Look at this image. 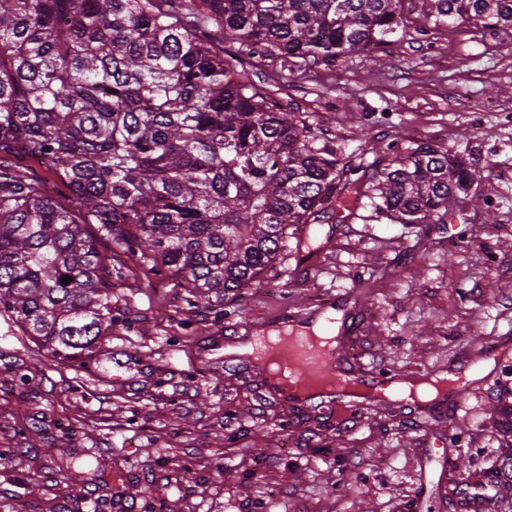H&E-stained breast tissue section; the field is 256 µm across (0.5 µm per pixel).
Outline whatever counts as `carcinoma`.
Segmentation results:
<instances>
[{
	"instance_id": "obj_1",
	"label": "carcinoma",
	"mask_w": 512,
	"mask_h": 512,
	"mask_svg": "<svg viewBox=\"0 0 512 512\" xmlns=\"http://www.w3.org/2000/svg\"><path fill=\"white\" fill-rule=\"evenodd\" d=\"M399 0H0V314L77 371L126 323L98 248L119 242L188 306L224 314V296L260 280L307 225L343 221L352 194L399 224H444L476 165L433 143L380 147L361 166L316 146L293 103L248 68L312 69L390 43ZM434 25L512 41V0H422ZM21 150L68 191L8 159ZM97 233L87 232L86 225ZM69 276L68 284L62 278ZM492 507L512 498V439Z\"/></svg>"
}]
</instances>
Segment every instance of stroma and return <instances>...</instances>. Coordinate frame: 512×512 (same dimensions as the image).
<instances>
[{
  "mask_svg": "<svg viewBox=\"0 0 512 512\" xmlns=\"http://www.w3.org/2000/svg\"><path fill=\"white\" fill-rule=\"evenodd\" d=\"M402 6L405 36L374 57L338 59L312 79L259 76L341 160L373 159L394 140L470 154L487 205L463 198L448 223L395 224L352 197L348 219L319 224L315 253L289 251L261 284L226 295L220 315L188 309L173 279L100 240L123 265L112 314L128 327L81 370L0 316V451L12 457L0 512H75L85 497L105 512H267L273 494L280 512H462L448 469L457 458L492 468L512 355L485 362L464 398L445 391L414 410L398 400L347 422L289 405L244 357L254 326L330 300L357 369L453 377L471 341L512 337V42L466 24L428 29L421 0ZM20 360L37 366L35 387L19 385ZM61 448L109 460V484H69L51 460ZM174 470L180 484H166Z\"/></svg>",
  "mask_w": 512,
  "mask_h": 512,
  "instance_id": "1",
  "label": "stroma"
}]
</instances>
